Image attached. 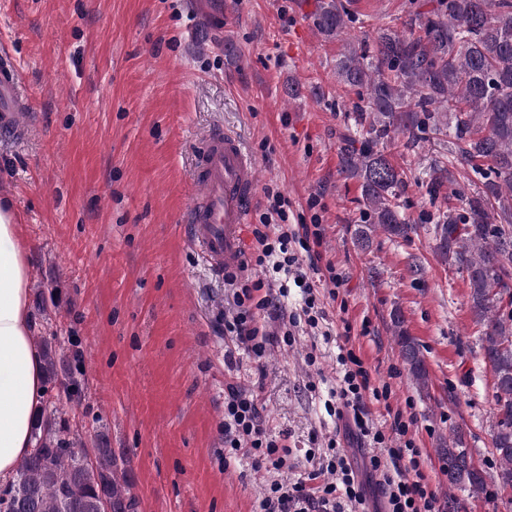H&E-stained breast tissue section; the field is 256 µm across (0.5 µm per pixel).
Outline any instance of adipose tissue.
<instances>
[{
	"label": "adipose tissue",
	"mask_w": 512,
	"mask_h": 512,
	"mask_svg": "<svg viewBox=\"0 0 512 512\" xmlns=\"http://www.w3.org/2000/svg\"><path fill=\"white\" fill-rule=\"evenodd\" d=\"M31 258L9 199L0 198V484L12 481L34 440L32 418L44 395L31 338Z\"/></svg>",
	"instance_id": "adipose-tissue-1"
}]
</instances>
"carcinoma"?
<instances>
[{"instance_id":"carcinoma-1","label":"carcinoma","mask_w":512,"mask_h":512,"mask_svg":"<svg viewBox=\"0 0 512 512\" xmlns=\"http://www.w3.org/2000/svg\"><path fill=\"white\" fill-rule=\"evenodd\" d=\"M418 16L422 33L385 28L371 47L348 49L336 63L338 82L358 90L355 105L362 141L347 140L341 170L359 181L368 223L354 230L369 246L381 229L406 238L414 225L400 213L405 181L377 145L405 134L415 142L430 129L448 134V163L434 169L430 191L438 194L452 170L467 166L482 187L454 210L437 217L436 248L467 276L470 309L478 327L484 361L494 375L492 452L499 466L493 480L512 489V0H428ZM319 34L347 33L352 16L337 0H320L315 15ZM493 210L499 223L488 222ZM400 354L412 379L427 386L421 351L404 331ZM45 380L79 392L63 352L40 341ZM457 427L442 449L448 487L483 491L486 472L477 467ZM35 444L18 464L16 476L0 490V512H135L127 474L118 472L112 449L87 454L82 438L71 434L66 411L38 409Z\"/></svg>"}]
</instances>
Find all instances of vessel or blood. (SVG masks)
<instances>
[{"label":"vessel or blood","mask_w":512,"mask_h":512,"mask_svg":"<svg viewBox=\"0 0 512 512\" xmlns=\"http://www.w3.org/2000/svg\"><path fill=\"white\" fill-rule=\"evenodd\" d=\"M31 101L22 71L8 56L0 57V140L14 142L29 130ZM199 188L185 210L190 240L219 274L245 272L241 229L256 199L257 168L237 135L211 128L195 157Z\"/></svg>","instance_id":"1"}]
</instances>
